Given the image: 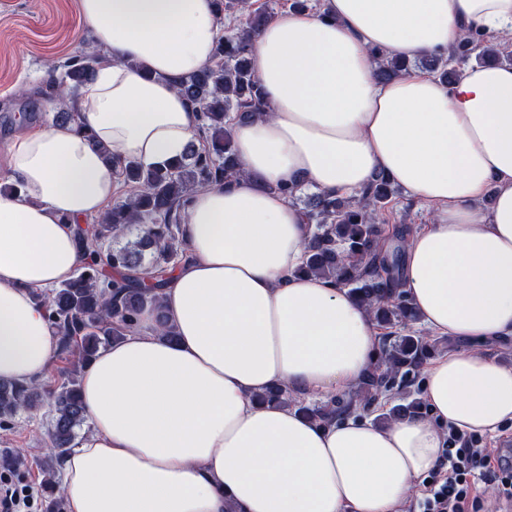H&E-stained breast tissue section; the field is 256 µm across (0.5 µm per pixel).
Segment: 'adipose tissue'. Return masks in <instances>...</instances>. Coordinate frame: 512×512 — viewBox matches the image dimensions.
<instances>
[{
    "label": "adipose tissue",
    "mask_w": 512,
    "mask_h": 512,
    "mask_svg": "<svg viewBox=\"0 0 512 512\" xmlns=\"http://www.w3.org/2000/svg\"><path fill=\"white\" fill-rule=\"evenodd\" d=\"M102 54L69 100L79 126L15 136L0 153V380L43 379L59 338L32 292L69 281L76 227L103 215L127 162L150 168L198 137L177 80L210 65L213 0H79ZM512 38V0H321L273 17L251 68L265 111L233 127L241 174L195 190L189 257L163 290L175 341L152 311L85 369L90 435L64 467L68 512H396L434 467L448 426L512 423V367L485 353L512 337V64L449 84L414 70L374 80V52L413 60L468 29ZM385 172L426 206L404 236L402 282L420 322L469 343L424 368L423 416L320 426L262 405L355 386L381 327L334 281L302 274L313 230L280 191L353 196ZM493 193L490 210L478 203Z\"/></svg>",
    "instance_id": "ef3b65f1"
}]
</instances>
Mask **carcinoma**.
I'll list each match as a JSON object with an SVG mask.
<instances>
[{
    "label": "carcinoma",
    "instance_id": "obj_1",
    "mask_svg": "<svg viewBox=\"0 0 512 512\" xmlns=\"http://www.w3.org/2000/svg\"><path fill=\"white\" fill-rule=\"evenodd\" d=\"M222 17L233 21L217 42L213 62L181 77L177 87L182 96L200 112L199 144L191 145L179 159L153 169L128 164L123 169L132 195L117 200L95 224L77 227V239L85 262L69 282L36 295L45 306L48 320L70 352V367L64 381L51 393L54 415L46 458H63L71 453L76 430L87 418L80 395L81 373L101 349L121 341L138 324L141 313L152 309L158 319L159 335L174 337L162 308V288L169 266L187 258L181 237V220L191 193L202 187H221L239 175L231 128L232 118H251L263 112V94L258 78L249 67V55L260 29L272 18L271 12L255 9L248 0H215ZM374 76L379 81L406 74L423 66L445 83L457 77L449 64L475 59L482 64L503 58L486 35L471 31L449 53L422 58L413 64L392 59L380 51ZM100 55L87 50L63 65V72L51 70L45 87L50 100L58 103L53 124H76L71 111L57 91L72 92L95 74ZM397 194L395 184L379 174L352 197H330L320 193L307 196L304 215L314 230L306 247L300 271L338 281L350 289L383 329H396L392 342L384 345L378 361L357 387L343 398L324 404H307L273 387L258 396L261 403L295 406L320 424H330L396 395V403L377 416L382 424L422 413L420 401L394 389L396 380L420 372L436 347L426 336L413 334L416 314L401 288L399 279L403 233L384 247L385 229L380 215ZM137 229L136 247L119 245V240ZM43 391L36 385L0 381V424L20 412L37 407ZM49 493L47 512H65V502L53 470H46Z\"/></svg>",
    "mask_w": 512,
    "mask_h": 512
}]
</instances>
